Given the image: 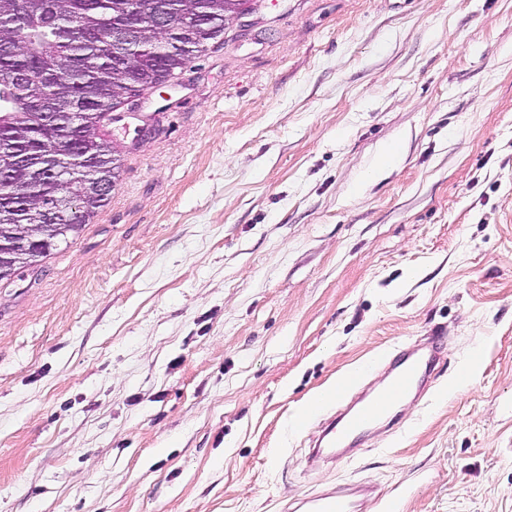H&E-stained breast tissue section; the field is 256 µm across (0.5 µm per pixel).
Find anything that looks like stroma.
<instances>
[{"label": "stroma", "instance_id": "obj_1", "mask_svg": "<svg viewBox=\"0 0 512 512\" xmlns=\"http://www.w3.org/2000/svg\"><path fill=\"white\" fill-rule=\"evenodd\" d=\"M174 85L0 282V512H512V0H259ZM435 333L397 425L310 464L302 406ZM366 492L364 486L354 485L342 491L301 498L295 509L301 512H358V497Z\"/></svg>", "mask_w": 512, "mask_h": 512}]
</instances>
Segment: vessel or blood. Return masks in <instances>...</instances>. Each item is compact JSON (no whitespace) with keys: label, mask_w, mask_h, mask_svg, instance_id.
Returning <instances> with one entry per match:
<instances>
[{"label":"vessel or blood","mask_w":512,"mask_h":512,"mask_svg":"<svg viewBox=\"0 0 512 512\" xmlns=\"http://www.w3.org/2000/svg\"><path fill=\"white\" fill-rule=\"evenodd\" d=\"M442 344V338L435 336L431 339V355L411 349L399 353L394 359L392 374L382 390L363 399L353 410L328 419L317 447L318 453L335 456L339 449L355 444L372 425L388 418L403 399L431 376L435 368V354L440 351ZM365 492L364 486L355 485L342 491L301 498L296 508L298 512H358L359 498Z\"/></svg>","instance_id":"1"}]
</instances>
